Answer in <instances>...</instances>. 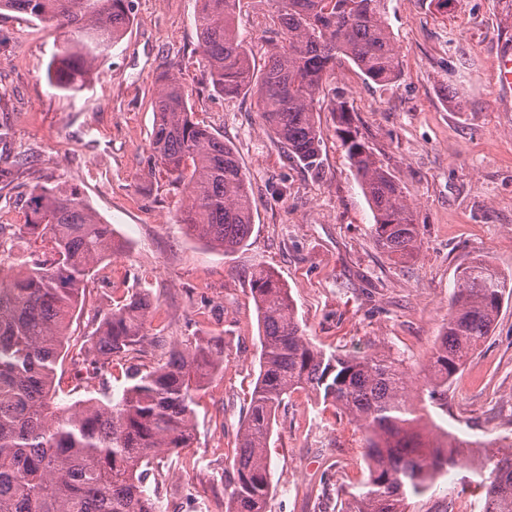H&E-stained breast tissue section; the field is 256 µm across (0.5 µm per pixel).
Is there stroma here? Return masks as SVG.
I'll use <instances>...</instances> for the list:
<instances>
[{"mask_svg":"<svg viewBox=\"0 0 512 512\" xmlns=\"http://www.w3.org/2000/svg\"><path fill=\"white\" fill-rule=\"evenodd\" d=\"M197 0H132L133 24L100 60L83 91L48 81V64L68 30L30 16L0 15V152L20 161L0 181V224H25L31 188L78 190L111 224L123 247L85 284L81 312L57 370L72 400L118 393L123 358L108 381L77 373L88 333L129 291L148 294L147 336L182 341L198 331L221 337L224 365L195 398L194 440L179 456L154 458L148 486L163 512H226L225 472L259 373L257 312L249 274L264 265L285 283L306 336L343 355L392 352L416 377L448 319L456 275L476 258L512 274V91L495 77L512 50V0H385L402 76L388 86L341 66L327 88L345 92L367 144L404 188L421 247L404 263L377 249L374 214L336 132L318 116L320 171L287 158L250 96L230 98L208 79L195 26ZM272 0H240L237 23L263 67ZM179 78L194 117L234 147L254 208V231L232 253L212 249L180 224L186 194L151 173L152 96L160 74ZM453 92L454 108L444 99ZM442 431L464 440L512 443V297L491 336L429 407ZM268 454L267 512H337L367 475L360 435L333 407L294 394L278 411ZM471 475L454 470L408 512H472ZM196 488L197 502L185 501Z\"/></svg>","mask_w":512,"mask_h":512,"instance_id":"1","label":"stroma"}]
</instances>
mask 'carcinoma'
Listing matches in <instances>:
<instances>
[{
    "mask_svg": "<svg viewBox=\"0 0 512 512\" xmlns=\"http://www.w3.org/2000/svg\"><path fill=\"white\" fill-rule=\"evenodd\" d=\"M198 2L196 27L213 88L226 97H256L264 124L289 157L313 171L322 152L317 106L336 67L352 63L382 86L401 77L383 0H273L275 40L259 71L235 23L238 0ZM1 10L70 29L73 38L56 50L47 71L53 87L70 93L85 86L132 22L131 0H0ZM158 82L150 147L157 165L185 187L181 223L209 246L234 252L247 245L254 225L239 159L193 119L179 78L163 74ZM330 112L372 206L375 245L391 258H413L420 233L403 187L365 142L344 94L333 95ZM27 207L26 224L0 225V512H161L157 492L147 487L149 464L159 453L190 446L194 397L222 369L223 342L198 334L168 343L157 336L156 366L130 370L115 396L71 402L56 382L67 331L85 279L121 244L72 188L35 186ZM35 233L41 246L15 268L24 235ZM250 286L259 374L224 487L229 512H265L274 416L300 391L334 407L362 435L368 475L341 512H406L407 495L426 492L454 464L459 445L438 432L424 399L412 401L414 381L404 360L328 353L305 336L273 269L254 268ZM507 294L512 277L484 260L460 271L427 364L429 399L490 336ZM151 313L148 295L126 294L99 320L89 349L104 366L114 356L143 352ZM472 476L482 512H512V444L506 453L485 455Z\"/></svg>",
    "mask_w": 512,
    "mask_h": 512,
    "instance_id": "1",
    "label": "carcinoma"
}]
</instances>
